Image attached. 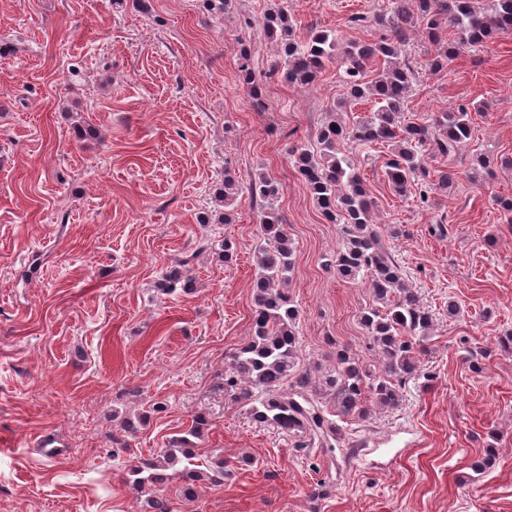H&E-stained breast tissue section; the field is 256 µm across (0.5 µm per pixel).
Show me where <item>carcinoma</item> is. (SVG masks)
<instances>
[{"mask_svg": "<svg viewBox=\"0 0 512 512\" xmlns=\"http://www.w3.org/2000/svg\"><path fill=\"white\" fill-rule=\"evenodd\" d=\"M375 22L386 34L374 41H345L333 30L316 27L298 37L288 0H273L261 18L241 21L247 28L259 26L267 38L278 43L273 72L288 83L309 85L328 64L337 63L346 90L337 109L364 101L372 104L367 115L352 123L339 120L336 109L331 110L317 130L315 142L294 146L290 156L323 217L340 226L339 246L326 267L340 278L364 280L372 290L373 304L362 312L361 322L369 347L378 356V367H367L340 345L334 362L320 378H312L309 370L300 367V315L287 290L294 248L277 207L283 187L264 174L249 185L261 228L255 247L252 333L248 343L229 355L220 385L224 394L254 419L299 437V448H331L340 431L339 422L364 420L375 408L396 407L402 384L417 376L419 355L425 352L434 326L432 314L418 292L408 286L373 224L375 201L341 146H391L385 176L400 196L413 190L427 203L434 194H448L456 173L427 165L424 156L446 162L460 145L470 141L471 109L460 104L456 110L439 112L425 122L406 121V102L418 75L406 59V51L419 31L431 46L426 51L425 68L445 70L463 49L483 46L512 31V0H491L488 9L481 0H387ZM239 60V77L249 88L253 106L261 109L264 98L252 49L242 47ZM493 176V158L474 148L467 177L482 183ZM241 191L235 174L224 168L217 202L224 206L226 224L229 207ZM157 288L164 295L193 292L195 277L189 262L166 272ZM139 420H144V415H138L136 421L120 419L112 432V455L130 447ZM206 426V417L195 415L187 428L169 438L166 447L127 465L125 480L145 496L149 512H171L162 495L170 483H178L183 498L191 501L198 487L222 485L236 471L235 464L222 457L198 458L197 440Z\"/></svg>", "mask_w": 512, "mask_h": 512, "instance_id": "carcinoma-1", "label": "carcinoma"}]
</instances>
